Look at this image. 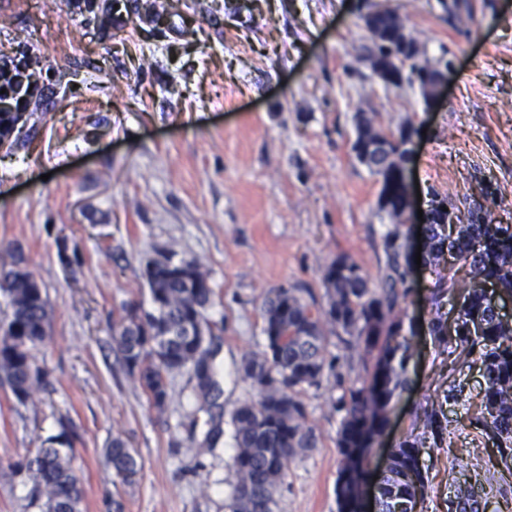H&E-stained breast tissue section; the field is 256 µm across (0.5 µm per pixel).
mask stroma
I'll use <instances>...</instances> for the list:
<instances>
[{"label":"stroma","instance_id":"35a3bbf8","mask_svg":"<svg viewBox=\"0 0 512 512\" xmlns=\"http://www.w3.org/2000/svg\"><path fill=\"white\" fill-rule=\"evenodd\" d=\"M449 20L439 0H391L425 58L452 61L433 105L418 89L384 85L357 59L369 33L362 0H181L154 28L118 9L88 27L71 0H0V58L31 47L37 68L74 81L66 99L41 104L0 151V272L15 259L42 286L50 322L33 352L41 382L27 403L0 383V512H45L14 466L45 437L67 432L80 512H231L235 453L229 435H205L189 373L169 376L153 407L116 354L123 305L149 304L146 263L162 252L197 261L214 291L209 315L221 344L224 409L256 394L236 369L264 349L261 305L274 288L324 303L322 274L345 255L377 284L389 218L378 216V177L354 160L357 111L378 128L414 131L408 177L421 193L512 223V0H469ZM500 189L502 201L486 193ZM77 251L63 265L60 248ZM433 275L413 269L402 304L416 336L402 393L368 458L382 476L424 394L442 399L448 441L423 448L424 512H451L452 483L492 444L469 423L484 392L480 360L437 356L429 335ZM335 374L304 388L316 445L289 461L276 512H338L336 446L345 388L367 374L361 353L331 340ZM126 440L142 469L130 485L106 463ZM479 512H512V471L482 472Z\"/></svg>","mask_w":512,"mask_h":512}]
</instances>
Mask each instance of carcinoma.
Wrapping results in <instances>:
<instances>
[{"label":"carcinoma","instance_id":"1","mask_svg":"<svg viewBox=\"0 0 512 512\" xmlns=\"http://www.w3.org/2000/svg\"><path fill=\"white\" fill-rule=\"evenodd\" d=\"M370 34L361 47L359 60L373 63L372 73L388 85L413 86L423 82L422 71L431 63L420 62L424 49L404 35L396 14L363 16ZM13 60L0 61V140L11 141L17 112L40 105L46 84H34L23 99L14 90ZM356 136L351 144L355 161L378 176L381 189L378 212L391 218L403 215L407 186L403 166L408 145L414 137L409 126L384 134L374 128V119L357 112ZM449 211H432L423 227L421 261L436 270L429 301L434 309L430 333L436 354L469 357L476 355L483 365L486 387L474 418L496 448L499 461L512 467V322L494 312L485 286L498 296L512 298V224H495L469 215L463 222L460 209L447 198ZM453 213L458 230L448 224ZM385 268L377 287L372 288L361 268L345 256L334 259L323 271L325 304L317 307L292 288L275 290L262 306L264 350L243 358L237 372L258 388V397L237 407L230 417L232 441L231 512H273L274 489L299 449L313 448L314 429L308 424L307 409L299 398L303 386H318L327 372L335 369L336 356L329 349V336L363 349L365 362L372 363L369 382L345 389L338 410L344 412L337 437L343 466L336 483L339 512H360L347 470L355 467L366 479V450L381 434L399 396L408 387V370L414 355L407 335L401 304L408 288L406 239L399 225L384 235ZM468 268L457 276V264ZM151 309L139 305L124 307L120 323L112 326V338L123 366L158 409L169 399L165 376L188 371L195 380L198 409H223L222 389L214 365L213 323L208 309L213 290L200 265L193 260H151L145 267ZM0 297L9 312L0 321V382L6 383L17 401L32 395L39 371L34 368L32 350L47 335L49 312L43 289L32 274L15 263L0 278ZM455 303L461 323L458 336H448V317L443 307ZM419 434L407 435L390 453L388 474L377 503L378 512H391L396 501L421 500L425 476L420 465L422 440L440 445L448 434V422L441 419V405L431 396L415 410ZM72 451L66 433L51 435L43 446L16 465L18 473L32 481L46 497L47 512H78L82 491L73 482L68 465ZM108 463L124 483L135 480L142 469L133 449L122 439L112 440ZM457 512H477L473 487L454 485Z\"/></svg>","mask_w":512,"mask_h":512}]
</instances>
